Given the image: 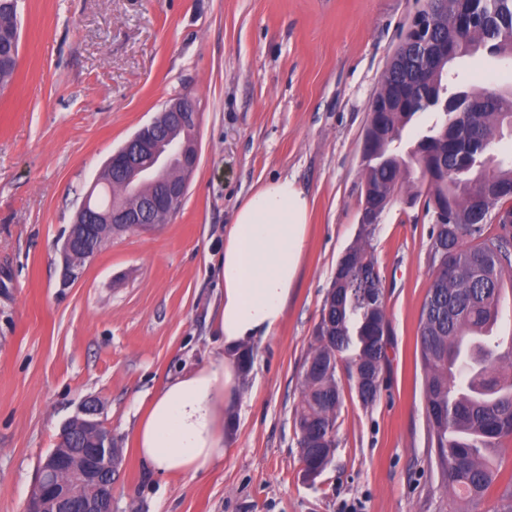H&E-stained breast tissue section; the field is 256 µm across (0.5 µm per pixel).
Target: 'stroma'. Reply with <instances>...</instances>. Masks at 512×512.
<instances>
[{"label": "stroma", "mask_w": 512, "mask_h": 512, "mask_svg": "<svg viewBox=\"0 0 512 512\" xmlns=\"http://www.w3.org/2000/svg\"><path fill=\"white\" fill-rule=\"evenodd\" d=\"M423 0H19L0 87V512H23L38 462L88 397L123 450L116 512H448L427 443L419 316L437 270L421 207L394 200L371 239L389 319L376 401L345 391L332 463L303 477L293 412L336 265L356 240L370 104ZM449 90L512 84L482 50ZM196 97L200 161L166 223L113 237L61 284V246L105 163L166 102ZM312 200L286 316L252 345L224 455L160 475L134 446L139 400L216 354L224 229L257 187Z\"/></svg>", "instance_id": "obj_1"}]
</instances>
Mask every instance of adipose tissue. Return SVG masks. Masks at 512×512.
<instances>
[{
  "mask_svg": "<svg viewBox=\"0 0 512 512\" xmlns=\"http://www.w3.org/2000/svg\"><path fill=\"white\" fill-rule=\"evenodd\" d=\"M310 200L283 177L237 208L218 260L223 283L212 331L219 355L170 378L135 430L141 459L161 475L194 474L224 454V409L232 400L238 357L282 323L307 248Z\"/></svg>",
  "mask_w": 512,
  "mask_h": 512,
  "instance_id": "obj_1",
  "label": "adipose tissue"
}]
</instances>
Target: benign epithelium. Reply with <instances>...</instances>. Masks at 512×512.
Wrapping results in <instances>:
<instances>
[{
	"label": "benign epithelium",
	"instance_id": "benign-epithelium-1",
	"mask_svg": "<svg viewBox=\"0 0 512 512\" xmlns=\"http://www.w3.org/2000/svg\"><path fill=\"white\" fill-rule=\"evenodd\" d=\"M448 52V43L436 40L431 11H419L408 26L400 53L390 65L397 67L409 58L431 62ZM404 103L393 92L384 91L374 99L372 111L387 112ZM168 123L184 131L181 139H172L167 150L154 144L158 119L141 127L119 149L112 153L106 167L118 173L124 183L150 180L154 184L153 205L169 214L178 210L184 200L190 176L199 163L196 131L200 112L197 100L181 95L167 103L164 113ZM179 159L178 175L161 178L169 165V155ZM79 219L70 226L61 249L62 284L81 278L95 254L93 240L104 224H118L124 229L144 226L140 208L118 203L99 211L83 203ZM101 404L85 400L78 413L63 426L56 447L38 464L37 475L24 512H114V480L122 460V450L112 437V430L100 419ZM85 438L92 447L73 448L76 437Z\"/></svg>",
	"mask_w": 512,
	"mask_h": 512
}]
</instances>
